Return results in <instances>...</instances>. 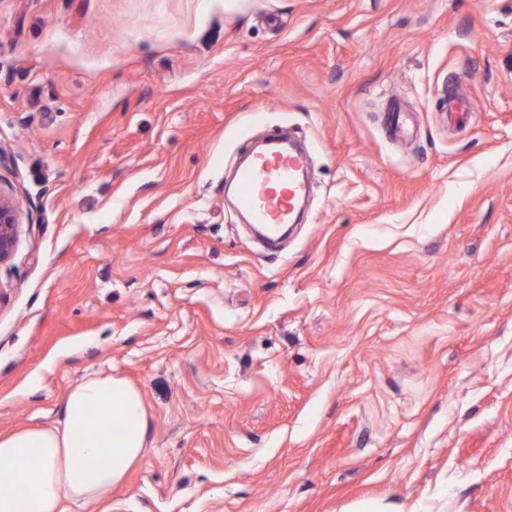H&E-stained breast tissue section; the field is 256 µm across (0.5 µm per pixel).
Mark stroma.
Segmentation results:
<instances>
[{
    "mask_svg": "<svg viewBox=\"0 0 512 512\" xmlns=\"http://www.w3.org/2000/svg\"><path fill=\"white\" fill-rule=\"evenodd\" d=\"M275 128L274 252L228 190ZM0 189V433L92 374L150 415L71 512H512V0H0ZM474 110L475 104L470 97L460 93L456 87L448 90V125L458 126L463 124ZM19 224V212L13 199L0 189V265L10 261L13 256L17 228Z\"/></svg>",
    "mask_w": 512,
    "mask_h": 512,
    "instance_id": "obj_1",
    "label": "stroma"
}]
</instances>
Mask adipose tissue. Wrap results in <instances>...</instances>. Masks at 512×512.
I'll return each instance as SVG.
<instances>
[{
    "label": "adipose tissue",
    "mask_w": 512,
    "mask_h": 512,
    "mask_svg": "<svg viewBox=\"0 0 512 512\" xmlns=\"http://www.w3.org/2000/svg\"><path fill=\"white\" fill-rule=\"evenodd\" d=\"M140 389L93 374L67 392L51 425L0 433V512H65L122 484L147 446Z\"/></svg>",
    "instance_id": "ef3b65f1"
}]
</instances>
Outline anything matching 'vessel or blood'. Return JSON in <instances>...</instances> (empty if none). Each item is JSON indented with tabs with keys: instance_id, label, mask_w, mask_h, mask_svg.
Segmentation results:
<instances>
[{
	"instance_id": "b4317fda",
	"label": "vessel or blood",
	"mask_w": 512,
	"mask_h": 512,
	"mask_svg": "<svg viewBox=\"0 0 512 512\" xmlns=\"http://www.w3.org/2000/svg\"><path fill=\"white\" fill-rule=\"evenodd\" d=\"M475 109L473 100L457 89L448 92L449 125L463 124ZM270 150L253 156L237 173L239 207L265 233L269 244H277L284 225L295 223L296 206L310 193L302 174L305 155L286 145L281 136H271Z\"/></svg>"
}]
</instances>
